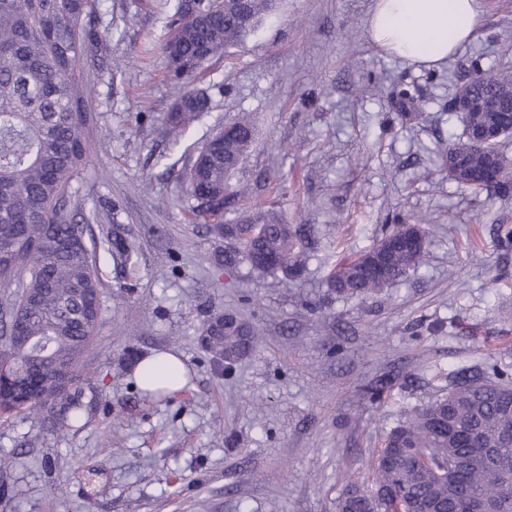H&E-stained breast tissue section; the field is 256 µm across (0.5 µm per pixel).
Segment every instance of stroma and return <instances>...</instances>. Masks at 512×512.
<instances>
[{
    "instance_id": "obj_1",
    "label": "stroma",
    "mask_w": 512,
    "mask_h": 512,
    "mask_svg": "<svg viewBox=\"0 0 512 512\" xmlns=\"http://www.w3.org/2000/svg\"><path fill=\"white\" fill-rule=\"evenodd\" d=\"M95 3L104 37L80 60L92 151L72 204L103 284L86 357L96 390L81 427L0 424L13 461L0 512H336L383 436L458 374L489 362L512 374V250L494 232L512 224V194L489 199L440 170L458 125L449 100L476 71L512 67V0H486L476 36L429 69L369 41L373 0H276L197 74L211 107L177 142L163 54L175 0ZM241 112L255 137L224 220L273 201L286 222L313 225L293 284L219 264L223 240L190 219L197 151ZM407 215L428 221L425 263L376 295L327 298L333 265ZM118 235L136 246L126 265L109 253ZM224 313L259 332L230 367L200 334ZM161 351L189 379L156 398L133 369Z\"/></svg>"
}]
</instances>
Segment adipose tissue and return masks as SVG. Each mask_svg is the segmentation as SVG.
I'll use <instances>...</instances> for the list:
<instances>
[{
  "instance_id": "adipose-tissue-1",
  "label": "adipose tissue",
  "mask_w": 512,
  "mask_h": 512,
  "mask_svg": "<svg viewBox=\"0 0 512 512\" xmlns=\"http://www.w3.org/2000/svg\"><path fill=\"white\" fill-rule=\"evenodd\" d=\"M482 15L483 0H374L368 36L387 54L432 67L473 39Z\"/></svg>"
}]
</instances>
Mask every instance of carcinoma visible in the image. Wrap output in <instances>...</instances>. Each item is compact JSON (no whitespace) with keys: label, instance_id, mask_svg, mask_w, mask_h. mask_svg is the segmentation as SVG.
Segmentation results:
<instances>
[{"label":"carcinoma","instance_id":"cac0c4a2","mask_svg":"<svg viewBox=\"0 0 512 512\" xmlns=\"http://www.w3.org/2000/svg\"><path fill=\"white\" fill-rule=\"evenodd\" d=\"M273 0H243L239 11L220 0H177L172 34L163 47L170 80L182 90L167 121L182 135L210 108V98L192 87L211 58L241 45L272 11ZM89 0H0V316L12 321L0 334V364L16 365L23 379L69 364V387H36L21 399L0 384V416L34 415L54 430L73 427L83 410L84 357L93 349L100 319L102 285L96 246L87 225L74 222L69 190L91 152L85 127L86 85L80 58L99 32L84 24ZM466 93L475 99L512 103V72L478 73ZM200 150L191 166L188 193L193 212L213 221L218 238L229 230L224 265L243 263L257 277L300 276L313 229L288 224L264 203L254 214L226 228L224 210L235 197L224 194L254 139L246 115L226 124ZM446 178L493 198L512 192V155L496 143L471 140L465 126L448 145ZM427 232L419 223L396 224L372 247L335 267L327 288L338 297L371 296L406 277L424 261ZM263 251L271 262L259 264ZM136 252L124 239L112 243L116 263ZM202 336L233 363L248 354L257 332L240 318L210 321ZM512 472V376L493 363L476 377H464L448 393L418 409L384 437L375 462V488L352 481L336 499V512H512V500L498 494L494 472Z\"/></svg>","mask_w":512,"mask_h":512}]
</instances>
